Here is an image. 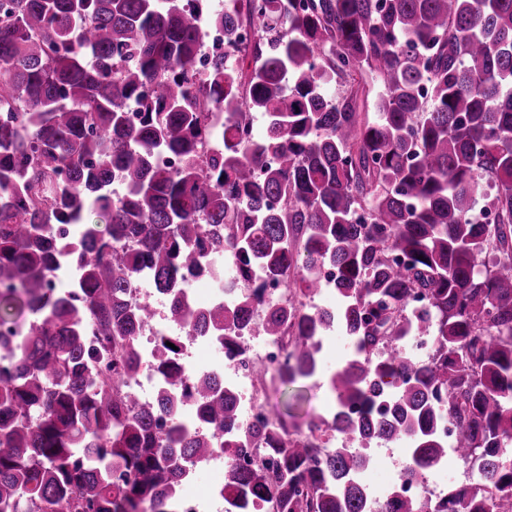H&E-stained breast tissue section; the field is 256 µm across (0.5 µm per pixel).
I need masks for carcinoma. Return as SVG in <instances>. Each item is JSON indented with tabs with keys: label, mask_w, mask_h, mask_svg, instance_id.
I'll return each mask as SVG.
<instances>
[{
	"label": "carcinoma",
	"mask_w": 512,
	"mask_h": 512,
	"mask_svg": "<svg viewBox=\"0 0 512 512\" xmlns=\"http://www.w3.org/2000/svg\"><path fill=\"white\" fill-rule=\"evenodd\" d=\"M204 21L230 50L200 74ZM2 112L0 512H174L186 464L230 427L231 506L368 512L371 458L351 444H407L405 485L448 457L447 423L469 477L434 512H512V0H0ZM479 194L492 224L472 220ZM54 224L81 236L57 290ZM224 254L238 294L201 309L191 275ZM327 264L334 309L310 304ZM138 281L171 323L149 401L127 389L155 315L128 304ZM332 329L349 354L331 429L242 423L220 373L180 365L193 334L263 336L292 359L263 375L292 384ZM376 509L418 505L396 490Z\"/></svg>",
	"instance_id": "cac0c4a2"
}]
</instances>
